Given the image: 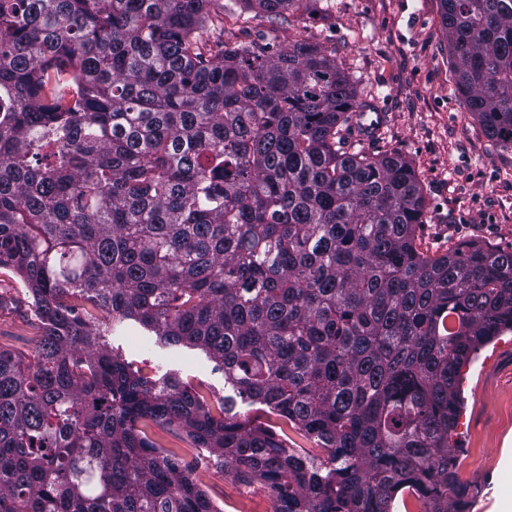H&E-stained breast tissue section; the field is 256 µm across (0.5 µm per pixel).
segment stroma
I'll list each match as a JSON object with an SVG mask.
<instances>
[{
	"instance_id": "1",
	"label": "stroma",
	"mask_w": 512,
	"mask_h": 512,
	"mask_svg": "<svg viewBox=\"0 0 512 512\" xmlns=\"http://www.w3.org/2000/svg\"><path fill=\"white\" fill-rule=\"evenodd\" d=\"M277 45L297 39L335 51L361 98L386 114L382 133L365 142L396 152L415 168L428 203L424 238L431 247L481 240L512 252V147L487 137L460 95L441 24L439 0H309L273 18L224 0V41ZM21 280L0 269V343L29 352L38 323ZM129 359L172 372L215 396L231 395L224 373L200 349L160 345L126 321L110 337ZM460 416L452 437L459 474L472 492L470 512H496L512 488V330L482 346L460 373ZM222 512H276L259 485L228 472H199Z\"/></svg>"
}]
</instances>
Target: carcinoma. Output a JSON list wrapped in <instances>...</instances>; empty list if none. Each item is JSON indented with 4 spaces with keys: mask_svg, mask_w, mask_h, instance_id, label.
<instances>
[{
    "mask_svg": "<svg viewBox=\"0 0 512 512\" xmlns=\"http://www.w3.org/2000/svg\"><path fill=\"white\" fill-rule=\"evenodd\" d=\"M440 6L460 95L512 145V0ZM219 28L223 0H0V269L39 322L0 345V512H222L201 463L276 512H468L458 369L512 329V252L425 245L416 171L360 149L376 106L336 52ZM128 320L234 395L144 372L108 341ZM272 422L275 425V430L279 434L283 435L285 439L288 441L289 448H297L299 450L303 449L312 454L319 453V450L312 439H309L306 436L300 434L299 432L292 429L290 425L288 426L286 423H282L280 420L272 418ZM279 426L282 429L279 428ZM152 438L164 448L174 449L182 454L188 461L198 455H208L202 448H192V445L180 434L155 427Z\"/></svg>",
    "mask_w": 512,
    "mask_h": 512,
    "instance_id": "cac0c4a2",
    "label": "carcinoma"
}]
</instances>
